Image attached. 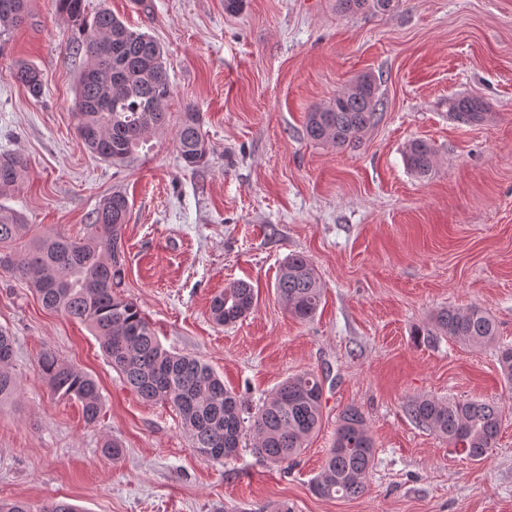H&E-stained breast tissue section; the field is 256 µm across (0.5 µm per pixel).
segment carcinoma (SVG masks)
Here are the masks:
<instances>
[{
	"label": "carcinoma",
	"mask_w": 512,
	"mask_h": 512,
	"mask_svg": "<svg viewBox=\"0 0 512 512\" xmlns=\"http://www.w3.org/2000/svg\"><path fill=\"white\" fill-rule=\"evenodd\" d=\"M336 2L339 12L347 15L395 7V0ZM56 4L78 33L70 49L83 57L73 103L77 136L90 153L120 166L151 134L165 128L172 93L166 52L152 36L131 29L108 8L90 16L86 0ZM27 13L28 0H0V35L20 26ZM10 76L33 98L42 95V74L34 65L18 63ZM378 91L373 75L359 76L344 92L307 113V137L337 148L360 143L381 117ZM448 113L474 124L488 118L490 106L479 97L450 96ZM175 140L184 168L207 163L210 145L197 109L184 112ZM404 162L412 173L425 177L436 153L429 142L415 139L406 146ZM28 166L20 153L0 154V197L19 189ZM128 210L127 195L115 191L92 215L87 237L30 239L24 218L0 205V269L26 280L44 308L87 324L127 387L146 403L175 408L200 455L221 462L250 446L269 464L294 460L321 426L323 380L309 371L292 375L254 411L207 363L165 348L136 303L118 291L125 275L123 226ZM275 288L299 321L311 319L321 305L319 276L302 254L285 259ZM256 302L251 284L233 282L212 298L210 317L218 326L230 325L249 314ZM426 335L445 336L475 349L495 347L501 374L512 384V345L499 343L498 325L481 306L438 310ZM13 354L14 338L0 330V407L20 394ZM40 368L55 396L80 403L85 421L97 422L101 395L95 379L50 351L43 353ZM406 410L415 423L474 461L486 458L495 447L503 423L499 407L478 400L421 397L408 401ZM375 455L364 413L355 406L347 408L323 468L312 481L313 493L324 499L360 496Z\"/></svg>",
	"instance_id": "cac0c4a2"
}]
</instances>
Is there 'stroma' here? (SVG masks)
<instances>
[{
	"label": "stroma",
	"mask_w": 512,
	"mask_h": 512,
	"mask_svg": "<svg viewBox=\"0 0 512 512\" xmlns=\"http://www.w3.org/2000/svg\"><path fill=\"white\" fill-rule=\"evenodd\" d=\"M101 7L163 45L166 129L125 165L91 155L72 110L76 30L55 0H30L0 48V153L29 160L6 206L34 235L78 239L107 195L127 193L121 292L162 344L212 366L253 407L289 375L323 376L322 428L290 468L248 448L212 462L172 408L123 383L87 326L0 271V329L15 340L22 385L0 409V499L32 512L63 498L85 512H512V387L494 349L417 336L440 308L477 304L512 344V0H399L357 15L336 0H243L235 13L224 0H88ZM16 61L40 69L42 98L11 78ZM364 72L381 79L380 122L354 148L307 139L306 113ZM455 94L482 97L488 119H452ZM190 106L210 144L195 171L175 140ZM415 139L436 150L424 178L403 158ZM291 253L321 278L308 322L275 292ZM240 279L258 291L253 311L215 325L212 297ZM46 350L97 380L96 424L43 381ZM418 397L500 406L496 447L466 458L408 416ZM350 406L366 416L375 464L361 496L322 499L310 482ZM107 439L121 457L104 454Z\"/></svg>",
	"instance_id": "1"
}]
</instances>
